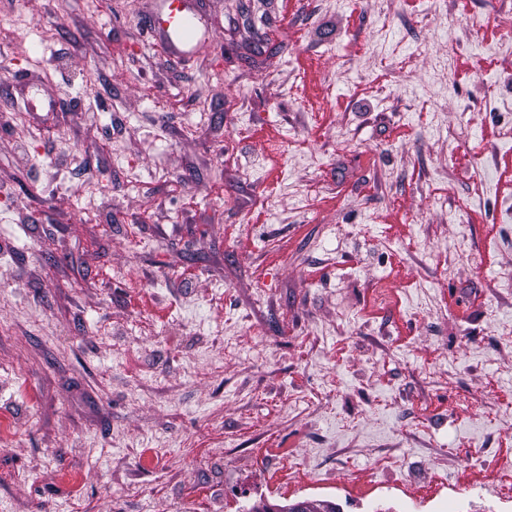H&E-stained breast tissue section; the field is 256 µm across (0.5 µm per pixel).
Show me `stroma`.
I'll return each instance as SVG.
<instances>
[{"label":"stroma","instance_id":"stroma-1","mask_svg":"<svg viewBox=\"0 0 512 512\" xmlns=\"http://www.w3.org/2000/svg\"><path fill=\"white\" fill-rule=\"evenodd\" d=\"M201 2L0 0V512H512V0ZM149 22L169 53L199 52L206 47L207 37H199L197 15L188 0H160Z\"/></svg>","mask_w":512,"mask_h":512}]
</instances>
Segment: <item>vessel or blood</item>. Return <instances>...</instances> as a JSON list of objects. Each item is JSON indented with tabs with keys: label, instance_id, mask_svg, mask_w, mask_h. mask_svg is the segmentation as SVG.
<instances>
[{
	"label": "vessel or blood",
	"instance_id": "b4317fda",
	"mask_svg": "<svg viewBox=\"0 0 512 512\" xmlns=\"http://www.w3.org/2000/svg\"><path fill=\"white\" fill-rule=\"evenodd\" d=\"M158 41L172 53L199 52L206 44V37L198 33L197 15L189 0H159L150 19Z\"/></svg>",
	"mask_w": 512,
	"mask_h": 512
}]
</instances>
